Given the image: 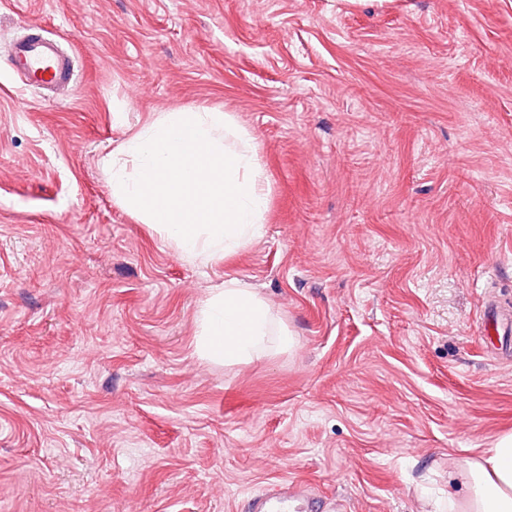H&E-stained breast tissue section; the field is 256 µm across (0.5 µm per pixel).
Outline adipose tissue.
<instances>
[{
	"label": "adipose tissue",
	"instance_id": "obj_1",
	"mask_svg": "<svg viewBox=\"0 0 512 512\" xmlns=\"http://www.w3.org/2000/svg\"><path fill=\"white\" fill-rule=\"evenodd\" d=\"M272 343L281 350L296 345L287 330H273L267 300L237 280H225L199 308L197 350L212 361L229 367L248 363ZM458 474L467 493L449 500L448 512H512V433L463 458Z\"/></svg>",
	"mask_w": 512,
	"mask_h": 512
}]
</instances>
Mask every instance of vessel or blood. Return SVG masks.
<instances>
[{
	"instance_id": "1",
	"label": "vessel or blood",
	"mask_w": 512,
	"mask_h": 512,
	"mask_svg": "<svg viewBox=\"0 0 512 512\" xmlns=\"http://www.w3.org/2000/svg\"><path fill=\"white\" fill-rule=\"evenodd\" d=\"M9 58L25 86L47 93L53 101L74 96L76 82L68 56L57 40L41 34L37 24H29L26 35L13 42ZM292 490L285 482L255 494L251 512H292Z\"/></svg>"
}]
</instances>
